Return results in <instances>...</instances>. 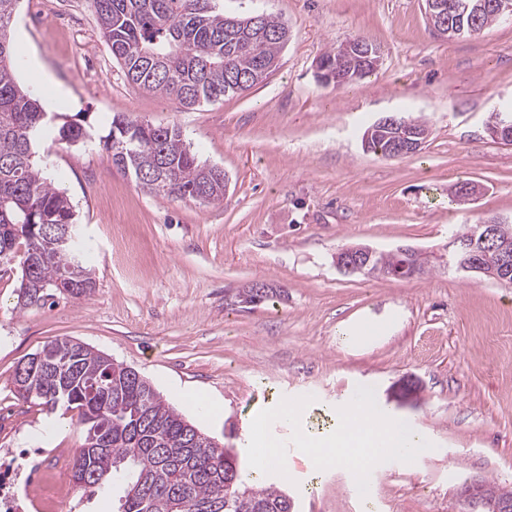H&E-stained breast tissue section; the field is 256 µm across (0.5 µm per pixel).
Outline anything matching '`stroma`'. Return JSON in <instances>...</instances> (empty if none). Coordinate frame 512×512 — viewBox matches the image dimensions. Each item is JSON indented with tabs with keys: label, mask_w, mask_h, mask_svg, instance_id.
I'll list each match as a JSON object with an SVG mask.
<instances>
[{
	"label": "stroma",
	"mask_w": 512,
	"mask_h": 512,
	"mask_svg": "<svg viewBox=\"0 0 512 512\" xmlns=\"http://www.w3.org/2000/svg\"><path fill=\"white\" fill-rule=\"evenodd\" d=\"M227 15L287 22L276 69L242 95L192 109L129 83L89 0H19L16 77L56 116L107 134L120 114L178 125L201 162L230 179L222 202L156 197L99 145L46 139L47 171L70 199L96 287L16 308L19 268L0 272V448L41 454L44 479L70 483L53 451L77 449L70 419L19 402L20 360L69 338L135 368L203 434L252 461L253 427L284 448L267 482L294 512H460L470 479L512 489V285L449 264L448 245L491 217L512 222V141L493 139L494 109L512 103V21L448 40L424 0H215ZM365 37L375 71L339 88L317 61ZM398 114L426 122L417 153L364 150V130ZM481 183L463 206L448 189ZM414 247L431 270L409 279L342 275L339 249ZM254 283L280 296L241 308ZM373 400L428 439L412 463L389 461L356 485L345 469L314 472L297 441L329 434L349 393ZM220 411L198 416L186 394ZM289 396L292 418L275 417Z\"/></svg>",
	"instance_id": "obj_1"
}]
</instances>
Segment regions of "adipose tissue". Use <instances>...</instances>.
<instances>
[{
    "mask_svg": "<svg viewBox=\"0 0 512 512\" xmlns=\"http://www.w3.org/2000/svg\"><path fill=\"white\" fill-rule=\"evenodd\" d=\"M357 416V426H350L346 420H339L335 430L321 440L302 438V456L310 460L317 470H329L348 466L356 480H363L368 469L383 460H399L407 445L426 447V436L391 417L381 405L370 397H362L351 407ZM366 449V456L357 463H349L346 455L350 448Z\"/></svg>",
    "mask_w": 512,
    "mask_h": 512,
    "instance_id": "ef3b65f1",
    "label": "adipose tissue"
}]
</instances>
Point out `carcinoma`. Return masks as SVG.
I'll use <instances>...</instances> for the list:
<instances>
[{
    "mask_svg": "<svg viewBox=\"0 0 512 512\" xmlns=\"http://www.w3.org/2000/svg\"><path fill=\"white\" fill-rule=\"evenodd\" d=\"M213 0H91L101 33L127 80L140 90L162 95L190 109L229 95H241L262 82L265 68L277 63L287 43L288 26L265 13L246 17L215 11ZM18 0H0V252L17 262L55 249L52 226L76 224L70 199L46 176L40 156L46 112L15 75L11 28ZM387 130L367 149L390 157ZM103 143L112 164L134 178L164 165L166 181L146 188L156 197L200 203L224 200V169L199 161L176 125L161 127L112 118L109 133L96 137L90 127L64 121L55 141L76 145ZM479 262L501 269L498 251L475 245ZM76 259L68 270L40 263L31 274L21 269L17 305H41L58 291L56 283L75 284L68 295H91L95 280L85 266L77 229L66 245ZM409 258L398 251L371 254L369 267L392 270L406 279ZM53 364L29 370L28 389L13 388L17 400H37L50 411H77L85 428L71 479L91 499L115 485L123 488L118 512H293L290 495L272 484L257 486L242 478L238 454L214 440L170 406L156 389L130 376L123 365L104 362L68 339L43 346ZM108 443L92 455L90 438ZM488 504L512 501V490L480 481Z\"/></svg>",
    "mask_w": 512,
    "mask_h": 512,
    "instance_id": "obj_1",
    "label": "carcinoma"
}]
</instances>
